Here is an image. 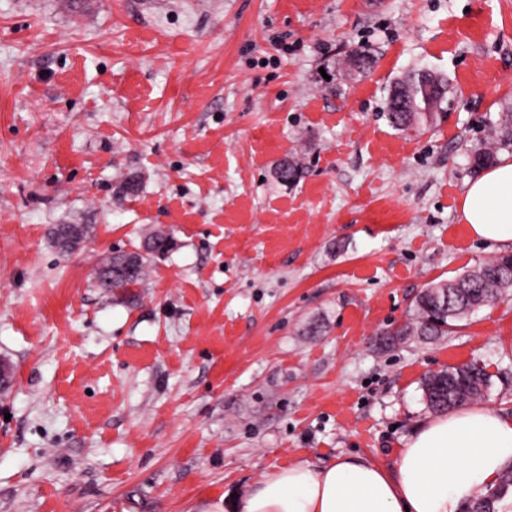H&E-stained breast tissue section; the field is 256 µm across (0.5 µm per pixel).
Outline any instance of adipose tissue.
<instances>
[{
  "label": "adipose tissue",
  "instance_id": "obj_1",
  "mask_svg": "<svg viewBox=\"0 0 512 512\" xmlns=\"http://www.w3.org/2000/svg\"><path fill=\"white\" fill-rule=\"evenodd\" d=\"M459 214L470 234L512 242V157L468 181ZM512 464V416L473 405L428 419L390 467L360 455L266 474L203 512H461Z\"/></svg>",
  "mask_w": 512,
  "mask_h": 512
}]
</instances>
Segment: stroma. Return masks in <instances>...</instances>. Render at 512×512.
<instances>
[{
  "label": "stroma",
  "mask_w": 512,
  "mask_h": 512,
  "mask_svg": "<svg viewBox=\"0 0 512 512\" xmlns=\"http://www.w3.org/2000/svg\"><path fill=\"white\" fill-rule=\"evenodd\" d=\"M418 69L447 92L394 129ZM509 109L512 0H0V512H198L300 461L389 467L424 379L472 361L512 414V296L377 343L512 253L458 215ZM60 224L85 229L67 255ZM158 231L146 280L98 288ZM423 78V71H419L409 75L402 82H397L393 87L386 104L385 116L388 123L398 129L405 130L412 127L415 123L423 118L431 115L432 110L438 107L444 93V83L440 78V85L443 87L441 97L435 98L427 106H422L420 112H403L402 101L403 97H410V93L415 89H419Z\"/></svg>",
  "instance_id": "35a3bbf8"
}]
</instances>
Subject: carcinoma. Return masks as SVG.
<instances>
[{
	"label": "carcinoma",
	"instance_id": "cac0c4a2",
	"mask_svg": "<svg viewBox=\"0 0 512 512\" xmlns=\"http://www.w3.org/2000/svg\"><path fill=\"white\" fill-rule=\"evenodd\" d=\"M423 72L409 75L396 83L386 104L385 116L388 123L405 130L423 118L431 115L440 104L436 98L419 112L402 110L403 98L420 87ZM512 146V112L499 113L495 140L492 147L474 156L478 167L488 163L494 152L502 146ZM277 177L283 182L298 178L299 164L284 160L276 168ZM172 238L156 234L146 239L138 252H114L99 264L98 271L107 270L112 276L110 292L124 293L128 288L141 283L148 271L150 257L170 250ZM512 295V255H504L487 261L476 269L447 282L426 288L416 299L415 317L423 335L441 336L452 326L482 306ZM490 384V376L478 363L450 367L434 373L425 379L424 397L428 405L437 412H444L459 404L475 401L484 396ZM512 491V464L507 465L499 475L496 484L486 490L472 503L477 512H496L495 505Z\"/></svg>",
	"mask_w": 512,
	"mask_h": 512
}]
</instances>
